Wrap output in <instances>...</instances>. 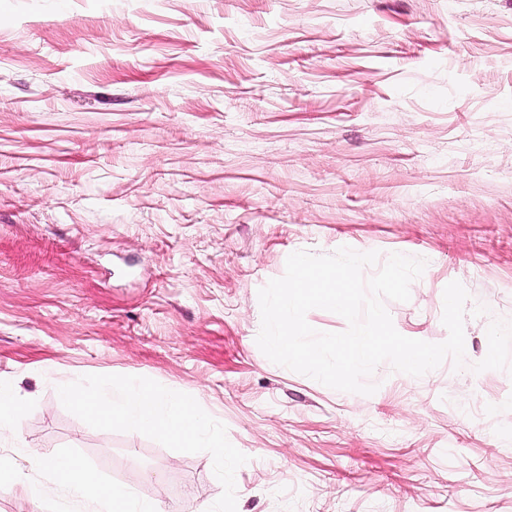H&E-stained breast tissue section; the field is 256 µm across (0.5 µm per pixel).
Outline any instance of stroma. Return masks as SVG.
Segmentation results:
<instances>
[{
	"mask_svg": "<svg viewBox=\"0 0 512 512\" xmlns=\"http://www.w3.org/2000/svg\"><path fill=\"white\" fill-rule=\"evenodd\" d=\"M425 258L402 335L465 367L331 389L256 344L292 252ZM145 376L247 455L237 512H512V0H0V382L25 470L0 512H88L27 452L162 512L221 495L209 453L96 430L57 387ZM21 404L11 385L0 383V440L5 436L17 437Z\"/></svg>",
	"mask_w": 512,
	"mask_h": 512,
	"instance_id": "1",
	"label": "stroma"
}]
</instances>
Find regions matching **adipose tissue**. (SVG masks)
I'll use <instances>...</instances> for the list:
<instances>
[{
  "label": "adipose tissue",
  "instance_id": "ef3b65f1",
  "mask_svg": "<svg viewBox=\"0 0 512 512\" xmlns=\"http://www.w3.org/2000/svg\"><path fill=\"white\" fill-rule=\"evenodd\" d=\"M28 461L32 467L48 469L51 474L49 482L30 489L39 499L49 500L56 492L66 490L98 502L101 512H158L155 501L142 497L133 488L106 484L96 472L72 457L32 453Z\"/></svg>",
  "mask_w": 512,
  "mask_h": 512
}]
</instances>
